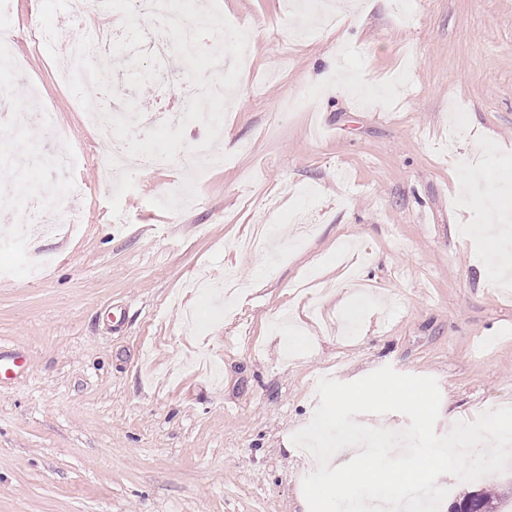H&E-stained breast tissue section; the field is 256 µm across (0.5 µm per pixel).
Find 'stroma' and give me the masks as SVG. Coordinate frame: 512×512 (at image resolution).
<instances>
[{
  "label": "stroma",
  "mask_w": 512,
  "mask_h": 512,
  "mask_svg": "<svg viewBox=\"0 0 512 512\" xmlns=\"http://www.w3.org/2000/svg\"><path fill=\"white\" fill-rule=\"evenodd\" d=\"M219 6L254 37L231 135L199 156L190 206L160 201L187 179L178 161L130 157L100 187L111 155L80 97L148 112L146 95L186 78L179 57L154 58L156 28L129 0L108 18L134 50L110 73L66 89L58 51L24 31L26 67L0 69L1 107L56 112L57 130L24 128L0 148L41 156L18 178L59 228L33 241L54 255L39 276L0 251V350L27 366L0 383V512H309L310 462L291 437L326 376L435 378L440 434L450 415L512 405V292L486 275L485 240L464 233L483 196L454 181L480 166L512 215V0H344L341 42L317 25L295 40L283 0ZM11 15L87 32L66 0H12ZM61 149L75 156L63 175L48 162ZM272 196L287 211L271 227L280 256L240 251ZM292 211L311 226L300 249ZM228 264L242 284L232 307L185 321L176 298Z\"/></svg>",
  "instance_id": "35a3bbf8"
}]
</instances>
